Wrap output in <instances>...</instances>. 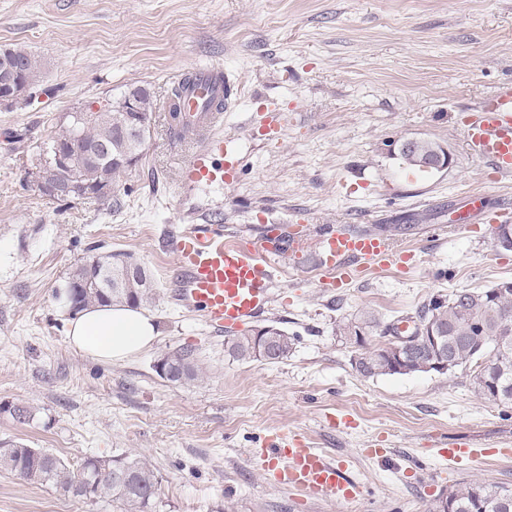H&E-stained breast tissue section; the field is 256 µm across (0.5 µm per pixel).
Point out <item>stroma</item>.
I'll list each match as a JSON object with an SVG mask.
<instances>
[{
  "mask_svg": "<svg viewBox=\"0 0 512 512\" xmlns=\"http://www.w3.org/2000/svg\"><path fill=\"white\" fill-rule=\"evenodd\" d=\"M25 48L41 79L26 103L0 102V402L34 409L22 424L0 412V441L42 448L79 465L88 456L145 457L161 480L154 512H431L460 482L512 488V416L472 389L473 367L450 374L363 377L356 361L384 344L383 329L434 297L512 278V251L467 229L464 202L512 203L469 153L461 115L512 82V0H0V47ZM219 67L233 95L224 136L246 159L230 186L180 187L189 140L153 116L141 162L111 201H53L32 174L36 147L69 112L146 84L158 100L195 68ZM280 110L281 138L251 119ZM23 130L20 142L4 133ZM407 138L445 145L447 168L409 179ZM309 226L286 255L276 300L254 322L294 335L277 363L233 360L225 335L173 298L167 239L217 220L250 241L265 226ZM387 225L409 267L366 273L348 288H320L321 225ZM102 244L130 253L151 276L146 310L159 335L123 362L104 364L66 341L63 287ZM372 313L380 325L357 346L339 323ZM194 349L204 381L179 385L154 365ZM337 427H330L328 417ZM306 433L368 488L345 504L303 502L266 482L256 455L273 430ZM382 443L384 457L366 456ZM465 442L482 456L451 464L441 449ZM0 512H116L109 502L60 497L0 472Z\"/></svg>",
  "mask_w": 512,
  "mask_h": 512,
  "instance_id": "35a3bbf8",
  "label": "stroma"
}]
</instances>
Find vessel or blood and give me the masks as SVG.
I'll return each mask as SVG.
<instances>
[{
  "label": "vessel or blood",
  "mask_w": 512,
  "mask_h": 512,
  "mask_svg": "<svg viewBox=\"0 0 512 512\" xmlns=\"http://www.w3.org/2000/svg\"><path fill=\"white\" fill-rule=\"evenodd\" d=\"M221 72L200 67L183 100L185 120L194 130L195 148L178 161L181 186L232 184L241 157L228 147L222 124L224 115L210 111L222 98ZM464 136L470 155L485 164L494 177L512 178V84L499 86L475 106L465 122ZM474 224L500 226L512 223V206L484 210L469 208ZM300 227L282 232L267 226L260 241L231 238L222 224H189L172 236L170 248L183 276L178 298L201 311L216 330L242 328L261 315L274 299L277 267L274 260L285 246H296ZM411 253L396 250L390 237L370 231H349L327 224L319 233L316 268L324 288H341L366 271L407 262ZM266 480L285 485L297 494L321 501L349 503L363 498L367 489L350 479L343 464L314 448L298 431H284L266 439L259 451Z\"/></svg>",
  "instance_id": "b4317fda"
}]
</instances>
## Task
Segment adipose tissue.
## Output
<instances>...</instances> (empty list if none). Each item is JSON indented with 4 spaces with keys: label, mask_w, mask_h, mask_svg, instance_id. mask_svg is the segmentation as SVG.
<instances>
[{
    "label": "adipose tissue",
    "mask_w": 512,
    "mask_h": 512,
    "mask_svg": "<svg viewBox=\"0 0 512 512\" xmlns=\"http://www.w3.org/2000/svg\"><path fill=\"white\" fill-rule=\"evenodd\" d=\"M157 336L149 314L123 305H103L78 313L67 324L68 344L101 363L127 360Z\"/></svg>",
    "instance_id": "obj_1"
}]
</instances>
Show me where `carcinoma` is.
I'll return each mask as SVG.
<instances>
[{
  "mask_svg": "<svg viewBox=\"0 0 512 512\" xmlns=\"http://www.w3.org/2000/svg\"><path fill=\"white\" fill-rule=\"evenodd\" d=\"M23 67L29 88L38 82V63L21 47L0 49ZM190 86V78L169 91L163 108L170 114V130L182 139L189 132L187 124L180 123L179 101ZM134 98L140 110L142 124L127 128L126 101ZM157 99L145 85H131L123 95L95 112L78 110L79 116H70L66 127L56 136L38 146L37 182L48 187L67 180L74 184L71 199L104 198L102 191L114 187L128 171L142 160L147 140L151 136L153 112ZM74 141L80 148H88V156H76L64 164L53 156L56 142ZM135 260L125 252H109L91 256L76 264L66 280V305L72 314L91 305L127 304L139 308L152 303L151 277L143 267L133 268ZM495 283L482 290L467 291V300L457 301L456 294L437 297L418 313V321L433 323L445 343L438 349L409 347L397 357L389 344L362 354L357 371L364 377L411 375L427 373V364L435 360H449L448 372L474 365L477 374L473 389L477 396L487 398L505 407H512V287L498 294ZM379 326L370 313L337 326L336 334L347 339L353 334L365 335ZM276 337L273 359L288 358L295 337L271 325L253 329L247 334L229 338L227 352L243 362L262 360L259 352L261 334ZM168 381L190 385L203 379L204 371L192 350L181 347L166 353ZM0 411L8 412L20 423L33 418L28 406L1 403ZM13 473L33 483L49 486L58 494L77 501L110 500L118 512H152L160 491V479L149 462L126 454L110 458L90 456L80 467L72 469L62 458L42 449L30 448L13 440L0 442V472ZM448 512H512V490L494 483L464 482L448 491Z\"/></svg>",
  "mask_w": 512,
  "mask_h": 512,
  "instance_id": "1",
  "label": "carcinoma"
}]
</instances>
